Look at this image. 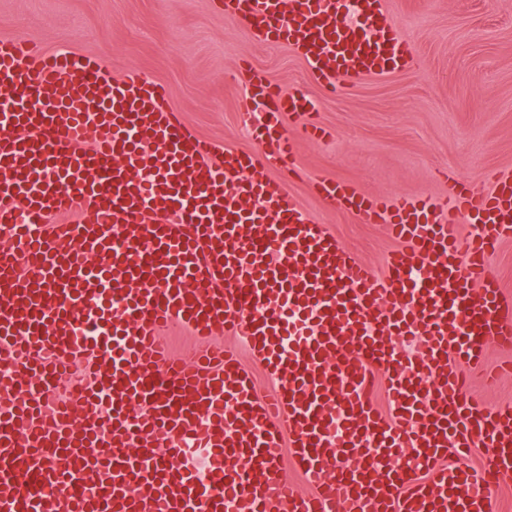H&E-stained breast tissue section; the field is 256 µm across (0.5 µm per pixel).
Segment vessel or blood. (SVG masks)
Listing matches in <instances>:
<instances>
[{"label": "vessel or blood", "mask_w": 512, "mask_h": 512, "mask_svg": "<svg viewBox=\"0 0 512 512\" xmlns=\"http://www.w3.org/2000/svg\"><path fill=\"white\" fill-rule=\"evenodd\" d=\"M361 4L358 29L343 0L221 7L333 94L415 57L385 0ZM240 73L262 110L256 155L200 139L137 70L0 42V99L21 100L0 112V512H497L512 405L466 389L512 373L485 368L489 344L512 349L490 273L512 240V172L486 192L452 182L446 204L312 180L387 226L398 247L374 273L268 180L270 162L301 177L296 139L323 134L282 129L305 96ZM172 328L202 339L193 358H170ZM220 334L265 367L270 395ZM412 336L417 359L399 345ZM370 366L390 411L367 397ZM479 443L491 472L462 462Z\"/></svg>", "instance_id": "vessel-or-blood-1"}]
</instances>
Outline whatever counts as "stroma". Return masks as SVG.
I'll return each instance as SVG.
<instances>
[{
    "mask_svg": "<svg viewBox=\"0 0 512 512\" xmlns=\"http://www.w3.org/2000/svg\"><path fill=\"white\" fill-rule=\"evenodd\" d=\"M389 21L415 45L402 71L324 94L309 65L286 47L260 42L214 0H0V40L47 51L75 50L106 62L113 77L140 70L164 84L182 120L218 148H255L241 62L282 90L304 91L327 140L300 143L303 178L270 166L288 192L360 260L381 268L396 243L324 204L309 178L349 182L371 195L442 198L449 179L485 190L512 171V9L491 0H385Z\"/></svg>",
    "mask_w": 512,
    "mask_h": 512,
    "instance_id": "stroma-1",
    "label": "stroma"
}]
</instances>
